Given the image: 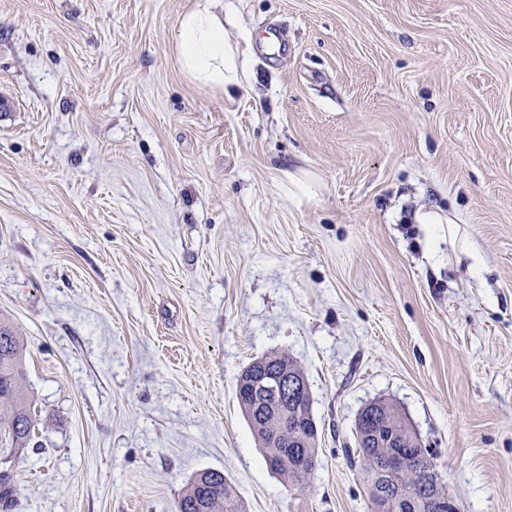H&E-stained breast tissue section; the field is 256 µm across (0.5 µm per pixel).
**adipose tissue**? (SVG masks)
Returning <instances> with one entry per match:
<instances>
[{
    "label": "adipose tissue",
    "instance_id": "1",
    "mask_svg": "<svg viewBox=\"0 0 512 512\" xmlns=\"http://www.w3.org/2000/svg\"><path fill=\"white\" fill-rule=\"evenodd\" d=\"M171 42L179 67L195 83L225 91L249 78L246 65L224 39V0H195L178 19ZM415 219L428 227V252H435L445 235L462 254L478 259L471 239L460 234L456 221L433 209L419 210Z\"/></svg>",
    "mask_w": 512,
    "mask_h": 512
}]
</instances>
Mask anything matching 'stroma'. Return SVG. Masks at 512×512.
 Segmentation results:
<instances>
[{"label": "stroma", "instance_id": "35a3bbf8", "mask_svg": "<svg viewBox=\"0 0 512 512\" xmlns=\"http://www.w3.org/2000/svg\"><path fill=\"white\" fill-rule=\"evenodd\" d=\"M191 3L0 0V315L37 419L16 512H174L204 469L246 512H369L377 399L461 512H512V0H224L252 72L226 92L172 52ZM421 208L480 265L428 257ZM276 352L318 427L301 494L236 398ZM418 224H426L428 226L427 236V252L430 255L436 251V245L439 238L443 234V227L440 224L448 223V238L456 246L462 254L470 257L474 261V265L479 262V254L468 235H461L459 225L456 220L448 214V217L433 209L419 210L415 216ZM461 236V237H460Z\"/></svg>", "mask_w": 512, "mask_h": 512}]
</instances>
